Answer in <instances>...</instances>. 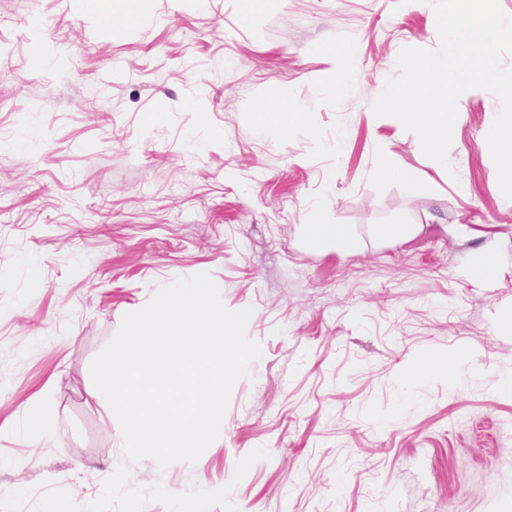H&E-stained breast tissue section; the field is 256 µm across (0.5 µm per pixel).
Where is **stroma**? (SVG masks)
Instances as JSON below:
<instances>
[{"instance_id": "1", "label": "stroma", "mask_w": 512, "mask_h": 512, "mask_svg": "<svg viewBox=\"0 0 512 512\" xmlns=\"http://www.w3.org/2000/svg\"><path fill=\"white\" fill-rule=\"evenodd\" d=\"M434 19L429 0H146L107 25L82 0H0V512H512L500 102L460 97L445 166L372 111L403 48L438 46ZM260 101L300 119L260 127ZM317 209L356 253L307 246ZM486 247L492 285L465 274ZM199 273L251 309L261 356L195 464L128 462L90 365ZM430 350L459 354L456 380H404ZM44 394L50 438L26 424ZM416 224H376L373 227V235L381 241H404L417 231Z\"/></svg>"}]
</instances>
